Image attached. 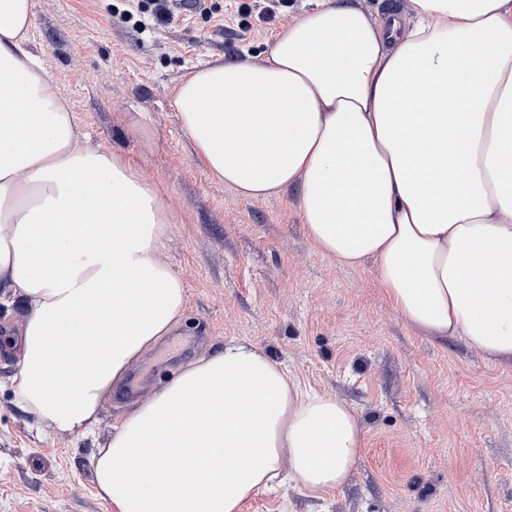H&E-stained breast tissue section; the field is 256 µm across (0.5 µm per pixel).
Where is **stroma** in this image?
Listing matches in <instances>:
<instances>
[{
  "label": "stroma",
  "mask_w": 512,
  "mask_h": 512,
  "mask_svg": "<svg viewBox=\"0 0 512 512\" xmlns=\"http://www.w3.org/2000/svg\"><path fill=\"white\" fill-rule=\"evenodd\" d=\"M246 2L205 0L204 14L180 0L172 24L144 31L125 18L138 0H34L30 48L81 131L133 160L177 215L160 258L181 276L186 305L132 363L89 436L37 429L14 405L15 349L1 339L15 337L25 311L0 308V512H109L93 460L113 425L233 338L352 406L364 427L343 489L316 500L286 484L242 512H512V366L407 325L372 266L348 269L316 250L296 193L247 199L196 162L173 106L184 74L259 59L316 4L290 0L266 24L241 13Z\"/></svg>",
  "instance_id": "obj_1"
}]
</instances>
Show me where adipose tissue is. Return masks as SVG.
<instances>
[{
	"mask_svg": "<svg viewBox=\"0 0 512 512\" xmlns=\"http://www.w3.org/2000/svg\"><path fill=\"white\" fill-rule=\"evenodd\" d=\"M414 23L318 0L259 60L183 77L196 158L239 195L295 187L307 236L372 265L426 335L512 362V0H411ZM34 0H0V305L27 316L13 401L85 434L141 353L184 313L160 253L174 216L135 165L90 144L29 48ZM354 408L229 340L134 405L94 457L114 512H242L280 481L350 480Z\"/></svg>",
	"mask_w": 512,
	"mask_h": 512,
	"instance_id": "adipose-tissue-1",
	"label": "adipose tissue"
}]
</instances>
